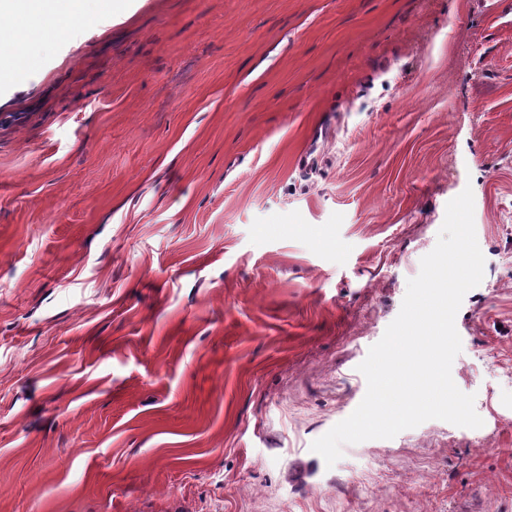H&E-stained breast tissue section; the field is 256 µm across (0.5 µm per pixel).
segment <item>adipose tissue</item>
I'll return each instance as SVG.
<instances>
[{
  "label": "adipose tissue",
  "mask_w": 512,
  "mask_h": 512,
  "mask_svg": "<svg viewBox=\"0 0 512 512\" xmlns=\"http://www.w3.org/2000/svg\"><path fill=\"white\" fill-rule=\"evenodd\" d=\"M82 0H0V46H8L15 57H23L36 34L28 19L44 21L57 39L69 38L75 24L87 20Z\"/></svg>",
  "instance_id": "obj_1"
}]
</instances>
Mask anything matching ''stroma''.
<instances>
[{
    "mask_svg": "<svg viewBox=\"0 0 512 512\" xmlns=\"http://www.w3.org/2000/svg\"><path fill=\"white\" fill-rule=\"evenodd\" d=\"M467 188L483 426L326 467ZM0 512H512V0H129L0 51Z\"/></svg>",
    "mask_w": 512,
    "mask_h": 512,
    "instance_id": "obj_1",
    "label": "stroma"
}]
</instances>
